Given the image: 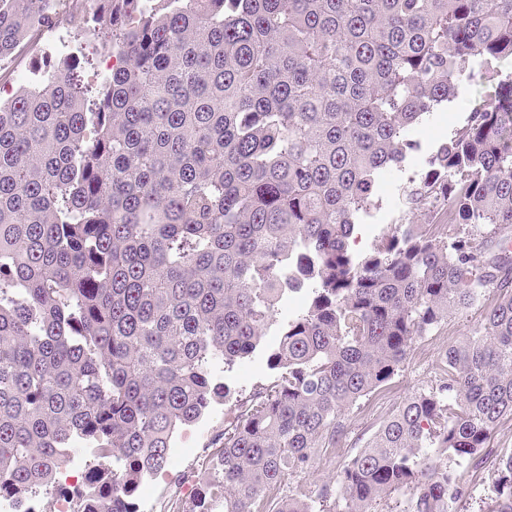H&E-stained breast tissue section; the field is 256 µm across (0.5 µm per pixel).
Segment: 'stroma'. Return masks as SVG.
<instances>
[{"label":"stroma","mask_w":512,"mask_h":512,"mask_svg":"<svg viewBox=\"0 0 512 512\" xmlns=\"http://www.w3.org/2000/svg\"><path fill=\"white\" fill-rule=\"evenodd\" d=\"M65 40L71 49L77 50L79 56L85 58L86 81L93 85L101 83L107 74L103 58L112 52L111 39L97 38L71 27L65 34ZM486 91V83L478 82L470 88L466 96L442 105L418 131L420 150L415 153L405 171H390L379 183L376 191L378 205L364 217L356 233L349 239L350 252H369L383 234L407 222L409 213L404 206L403 191L409 175L420 170L435 146L462 122L469 108L479 103ZM479 315V309L473 308L449 318L447 332L437 334L431 341L426 342L424 352H410L400 372L386 390L362 399L347 410L344 416L346 437L341 448H338L335 457L325 458L317 463L314 474L302 479V488L310 489L330 480L340 460L355 455L363 448L396 406L414 393L435 387L436 364L442 350L469 334ZM278 342L277 328H270L260 348L253 355L237 362L229 370L220 365L216 366V376L223 378L232 389L231 398L213 405L195 424L182 428L175 434L166 468L142 482L136 493L142 512H173L176 503L189 499L190 494L185 489L186 476L196 471L201 464L197 455L198 449L207 447L216 433L223 429L224 418L230 407L269 378L267 353Z\"/></svg>","instance_id":"35a3bbf8"}]
</instances>
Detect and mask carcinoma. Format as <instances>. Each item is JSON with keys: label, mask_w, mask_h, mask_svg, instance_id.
<instances>
[{"label": "carcinoma", "mask_w": 512, "mask_h": 512, "mask_svg": "<svg viewBox=\"0 0 512 512\" xmlns=\"http://www.w3.org/2000/svg\"><path fill=\"white\" fill-rule=\"evenodd\" d=\"M112 38L0 106V495L97 452L75 512H138L175 430L225 400L287 293L271 380L224 423L178 512H448V462L496 456L484 512H512V0H0V62L37 25ZM491 82L410 179L417 223L348 249L384 175L476 77ZM490 228L478 245L472 229ZM481 304L438 384L393 410L334 479L344 413L412 347ZM65 40L69 43L70 47L57 51L53 56L75 55L74 51L78 49V56L84 57L89 64L85 69V80L92 85L100 84L105 76L110 74L112 67V59H104L103 56L110 55L112 57V40L110 38H97L90 34H85L79 29L66 25ZM83 47L81 48L80 46ZM105 66L107 69L106 70Z\"/></svg>", "instance_id": "1"}]
</instances>
